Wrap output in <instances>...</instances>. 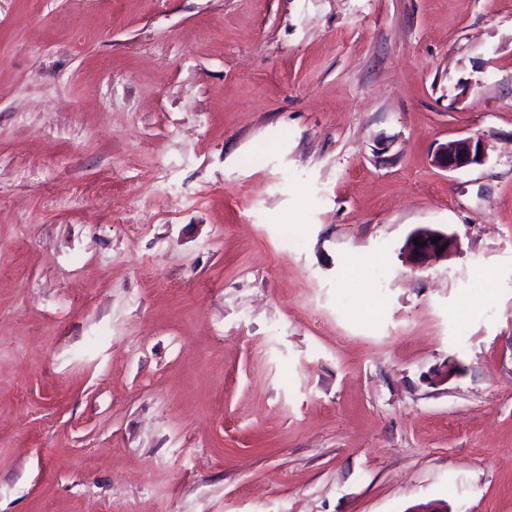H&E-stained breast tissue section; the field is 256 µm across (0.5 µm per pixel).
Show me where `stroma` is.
Listing matches in <instances>:
<instances>
[{
  "label": "stroma",
  "mask_w": 512,
  "mask_h": 512,
  "mask_svg": "<svg viewBox=\"0 0 512 512\" xmlns=\"http://www.w3.org/2000/svg\"><path fill=\"white\" fill-rule=\"evenodd\" d=\"M427 502L512 512V0H0V512ZM481 145V155H478ZM487 153L481 138H462L439 145L435 152V163L446 170L456 171L483 165ZM435 237H439V240L434 241ZM415 238H418L420 245H416ZM440 247H444L443 252H440ZM401 249V258L418 266L429 259H448V256L459 252L460 244L454 234L431 227H418L408 234Z\"/></svg>",
  "instance_id": "obj_1"
}]
</instances>
